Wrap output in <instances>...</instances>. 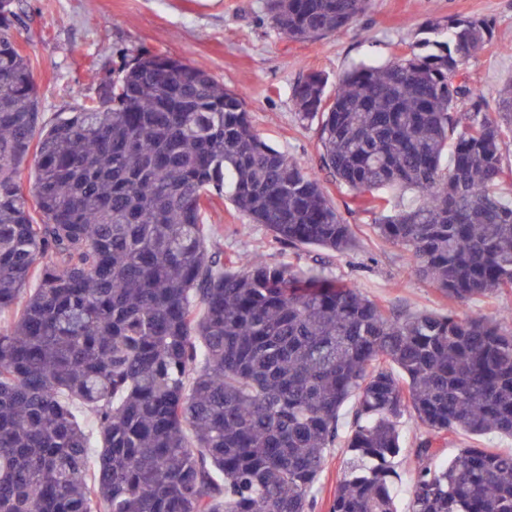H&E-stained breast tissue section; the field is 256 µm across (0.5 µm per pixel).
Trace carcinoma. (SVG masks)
<instances>
[{
  "instance_id": "carcinoma-1",
  "label": "carcinoma",
  "mask_w": 512,
  "mask_h": 512,
  "mask_svg": "<svg viewBox=\"0 0 512 512\" xmlns=\"http://www.w3.org/2000/svg\"><path fill=\"white\" fill-rule=\"evenodd\" d=\"M368 6L266 0L290 41L343 33ZM19 20L0 0V512H313L353 396L328 512H398L406 415L423 430L410 512H512V451L440 448L512 438V314L470 308L512 293V84L490 101L455 82L489 20L430 21L332 96L324 73L303 76L316 171L255 131L242 94L148 49L43 123ZM320 171L448 312L387 309L321 264L209 252L220 225L206 234L202 214L224 198L281 244L353 250ZM353 402V400L348 402L341 411L339 438L336 441L335 447L330 448L327 453L324 469L314 491V498L317 501L314 512H327L326 503L332 497L340 480L341 465L346 452V437L352 421ZM469 445H477L481 448H491L496 451H512V438L488 436L485 438H476L465 434L458 433L453 436L450 443L446 447V456L457 453L460 448H466Z\"/></svg>"
}]
</instances>
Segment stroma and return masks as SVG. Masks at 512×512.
Here are the masks:
<instances>
[{"mask_svg": "<svg viewBox=\"0 0 512 512\" xmlns=\"http://www.w3.org/2000/svg\"><path fill=\"white\" fill-rule=\"evenodd\" d=\"M265 0H17L22 17L19 44L29 56L45 122L93 94L91 75L114 76L123 59L144 47L201 67L225 88L244 95L252 123L269 144L309 167L317 164V136L301 124L292 87L316 70L329 80L354 65H382L408 51L420 28L449 15L484 17L494 27L491 43L467 64L468 84L487 98L512 81V0H371L366 13L343 34L308 41L284 39L270 24ZM325 190L338 213L352 224L356 250L324 255L314 247L291 249L251 223L228 201L203 216L224 234L214 250L221 258L247 253L272 264L309 266L324 258L330 275L356 283L362 292L401 312H443L447 305L428 283L410 273L406 251L378 237L372 214L353 211L350 196L333 184ZM353 407L340 415L339 437L329 449L314 491V512H326L341 477ZM400 432L405 453L396 465L397 507L409 512L414 479L412 451L421 435L410 418Z\"/></svg>", "mask_w": 512, "mask_h": 512, "instance_id": "35a3bbf8", "label": "stroma"}]
</instances>
